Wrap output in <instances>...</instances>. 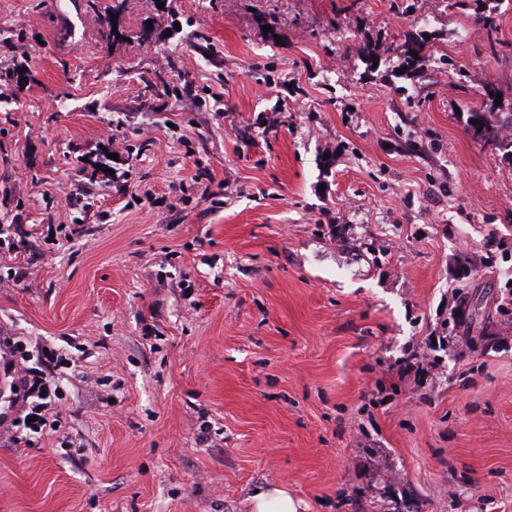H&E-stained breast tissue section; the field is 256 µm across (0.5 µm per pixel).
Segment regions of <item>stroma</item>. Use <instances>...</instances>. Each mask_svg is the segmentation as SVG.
<instances>
[{"label":"stroma","mask_w":512,"mask_h":512,"mask_svg":"<svg viewBox=\"0 0 512 512\" xmlns=\"http://www.w3.org/2000/svg\"><path fill=\"white\" fill-rule=\"evenodd\" d=\"M75 2L0 0V334L75 362L0 512H512V0ZM397 50H399V55L407 70L422 69L428 61L424 53V46L419 41L406 39L401 45L397 46ZM410 51H415L418 59H414L413 56H411ZM485 110L483 111H475L471 112L470 114V127L472 129V132L474 135H476L478 138L481 139V136L479 134V130L484 129L492 131L494 138H498L499 136V115L502 112H495L496 110H499V106L494 103L493 106H489L485 102ZM471 120H477L480 121V124L473 125L471 123ZM253 512H298V505L282 487L267 486L251 496Z\"/></svg>","instance_id":"35a3bbf8"}]
</instances>
